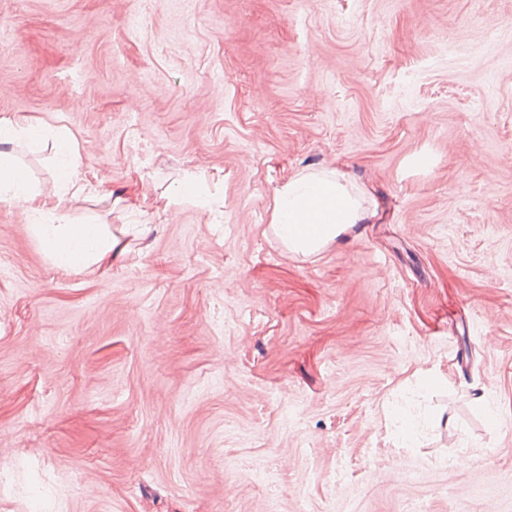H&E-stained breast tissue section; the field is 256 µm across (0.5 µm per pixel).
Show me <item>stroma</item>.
Instances as JSON below:
<instances>
[{"instance_id": "1", "label": "stroma", "mask_w": 512, "mask_h": 512, "mask_svg": "<svg viewBox=\"0 0 512 512\" xmlns=\"http://www.w3.org/2000/svg\"><path fill=\"white\" fill-rule=\"evenodd\" d=\"M0 120L115 243L0 205V512H512V0H0ZM331 170L374 216L295 254ZM44 133V125H18L0 121V143L2 145L12 144L19 140L39 142L43 139ZM55 139L57 171L64 193L52 208H46L28 176H20L22 165L0 152V204L25 206L31 227L43 249L60 267L80 268L94 261L107 247L97 224H74L65 212L66 194L71 198L85 189L79 176L77 155L67 131L59 129ZM341 179L336 173L299 174L277 190L272 224L289 249L312 254L336 241L353 224H364L373 216Z\"/></svg>"}]
</instances>
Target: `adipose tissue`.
<instances>
[{"label":"adipose tissue","instance_id":"1","mask_svg":"<svg viewBox=\"0 0 512 512\" xmlns=\"http://www.w3.org/2000/svg\"><path fill=\"white\" fill-rule=\"evenodd\" d=\"M23 204L31 227L50 258L64 268L94 261L106 248L99 225L69 222L64 201L46 207L20 166L0 152V204ZM370 214L342 183L340 175L292 176L274 197L272 222L289 249L314 253L336 241Z\"/></svg>","mask_w":512,"mask_h":512}]
</instances>
